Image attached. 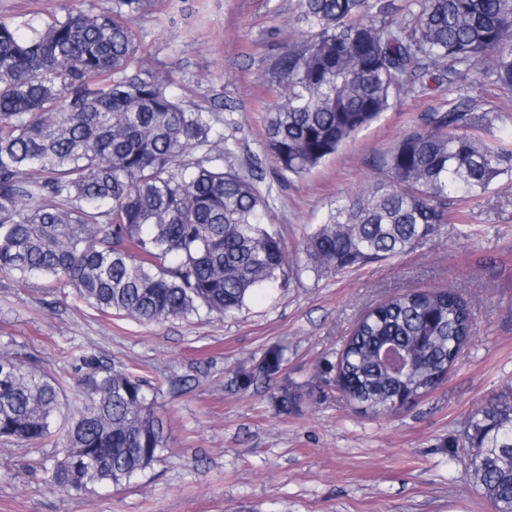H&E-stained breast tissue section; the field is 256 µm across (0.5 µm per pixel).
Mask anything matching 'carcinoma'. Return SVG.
<instances>
[{"label": "carcinoma", "mask_w": 512, "mask_h": 512, "mask_svg": "<svg viewBox=\"0 0 512 512\" xmlns=\"http://www.w3.org/2000/svg\"><path fill=\"white\" fill-rule=\"evenodd\" d=\"M298 2L308 32L284 38L265 116V151L283 176L336 154L400 92L458 88L480 66L512 92V0H412L399 22L383 0ZM141 8H74L27 35L0 18V273L50 278L109 317L231 316L293 266L264 221L268 197L233 147H218V113L185 107L164 76L130 72L139 45L127 13ZM492 120L473 98L424 112L380 158L382 177L307 235L312 269L349 270L434 237L456 203L512 172V145L483 136ZM470 331L456 292H397L358 320L321 379L387 415L439 385ZM387 342L407 356L397 372L381 357ZM281 362L270 351L239 385ZM68 378L0 349V438L61 446L49 478L76 496L157 461L167 440L149 379L80 358V406L60 436ZM456 447L494 512H512V389L469 415Z\"/></svg>", "instance_id": "cac0c4a2"}]
</instances>
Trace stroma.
Here are the masks:
<instances>
[{
  "label": "stroma",
  "mask_w": 512,
  "mask_h": 512,
  "mask_svg": "<svg viewBox=\"0 0 512 512\" xmlns=\"http://www.w3.org/2000/svg\"><path fill=\"white\" fill-rule=\"evenodd\" d=\"M73 4L98 14L115 0H0V17L40 27ZM299 14L298 0H144L129 14L138 67L171 76L184 105L220 113L240 173L268 196V221L305 271L251 296L235 316L161 323L109 318L54 281L0 274V347L51 369H71L78 350L182 382L157 396L166 450L117 488L74 497L37 468L52 464L53 447L34 453L0 442L9 465L0 472V512H492L452 444L472 412L512 387V175L405 254L343 272L306 269L301 241L330 202L379 178L374 159L448 94L401 93L312 172L279 175L264 152V117L283 36L305 29ZM457 93L496 108L487 137L512 142V94L488 85L479 68ZM417 288L459 293L471 336L443 384L393 415L372 416L319 372L363 313ZM279 347L277 374L234 386L237 372ZM283 386L299 395L285 412L274 403Z\"/></svg>",
  "instance_id": "1"
}]
</instances>
